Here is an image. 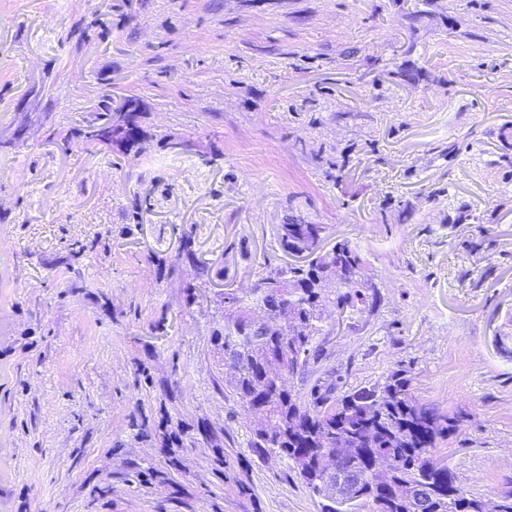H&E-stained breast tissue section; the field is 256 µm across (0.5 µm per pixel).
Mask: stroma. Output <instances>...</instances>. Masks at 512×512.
I'll return each mask as SVG.
<instances>
[{
	"instance_id": "stroma-1",
	"label": "stroma",
	"mask_w": 512,
	"mask_h": 512,
	"mask_svg": "<svg viewBox=\"0 0 512 512\" xmlns=\"http://www.w3.org/2000/svg\"><path fill=\"white\" fill-rule=\"evenodd\" d=\"M107 95L129 150L74 136ZM290 221L376 298L296 390L406 371L511 492L512 0H0V512H322L217 335Z\"/></svg>"
}]
</instances>
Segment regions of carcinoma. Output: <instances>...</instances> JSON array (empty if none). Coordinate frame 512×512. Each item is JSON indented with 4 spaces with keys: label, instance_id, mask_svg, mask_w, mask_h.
I'll return each mask as SVG.
<instances>
[{
    "label": "carcinoma",
    "instance_id": "carcinoma-1",
    "mask_svg": "<svg viewBox=\"0 0 512 512\" xmlns=\"http://www.w3.org/2000/svg\"><path fill=\"white\" fill-rule=\"evenodd\" d=\"M123 118L108 102L100 123L78 135L103 145L108 128ZM323 233V224L280 225L282 249L304 251L307 261L261 277L252 298L224 290V356H243L224 377V396L249 418L250 447L291 460L312 494L325 500L323 512H512V493L490 502L457 483L437 448L453 420L418 404L402 372L334 402L314 388L308 398L294 390V377L321 350L323 310L333 306L350 318L374 304L357 289L360 253L343 241L328 258ZM255 299L265 305L259 321L248 316ZM328 460L343 474L334 495L324 486Z\"/></svg>",
    "mask_w": 512,
    "mask_h": 512
}]
</instances>
